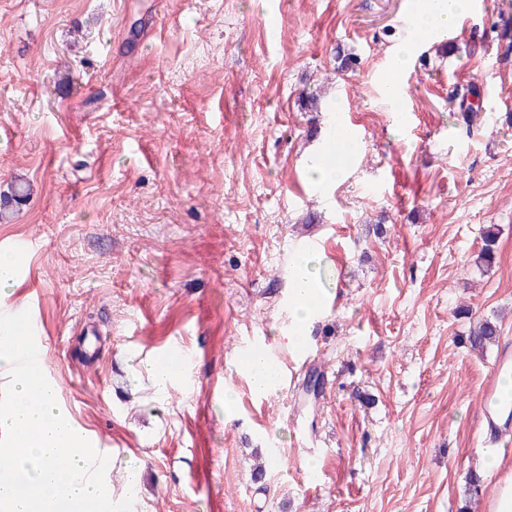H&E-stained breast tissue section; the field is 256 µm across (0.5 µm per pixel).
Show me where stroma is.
<instances>
[{
  "mask_svg": "<svg viewBox=\"0 0 512 512\" xmlns=\"http://www.w3.org/2000/svg\"><path fill=\"white\" fill-rule=\"evenodd\" d=\"M408 4L0 0V251L27 249L0 314L36 320L73 427L127 448L112 500L138 463L133 512H488L502 474L487 452L512 465L481 427L512 349V51L487 32L512 0H474L417 48L405 121L382 82ZM340 49L355 69L338 70ZM471 84L476 125L452 104ZM335 115L361 149L322 188L310 164ZM309 241L333 304L300 359L287 300ZM480 318L500 336L477 352ZM86 326L101 333L90 366ZM257 339L293 385L255 391ZM171 347L190 371L161 388L153 356ZM495 226L496 225L493 224L486 228L483 236V244L480 251L476 255V263H479L481 266L486 268L492 267L496 260V248L499 230Z\"/></svg>",
  "mask_w": 512,
  "mask_h": 512,
  "instance_id": "35a3bbf8",
  "label": "stroma"
}]
</instances>
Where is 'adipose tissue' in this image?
Wrapping results in <instances>:
<instances>
[{"label": "adipose tissue", "mask_w": 512, "mask_h": 512, "mask_svg": "<svg viewBox=\"0 0 512 512\" xmlns=\"http://www.w3.org/2000/svg\"><path fill=\"white\" fill-rule=\"evenodd\" d=\"M468 7L469 0H410L411 29L420 32L421 37L399 44L393 55V73L398 74L406 69L418 44L435 41L442 32L447 31L467 13ZM321 300V290L306 259L297 258L292 288L294 326L291 330V342L303 341L304 326L319 307Z\"/></svg>", "instance_id": "ef3b65f1"}]
</instances>
